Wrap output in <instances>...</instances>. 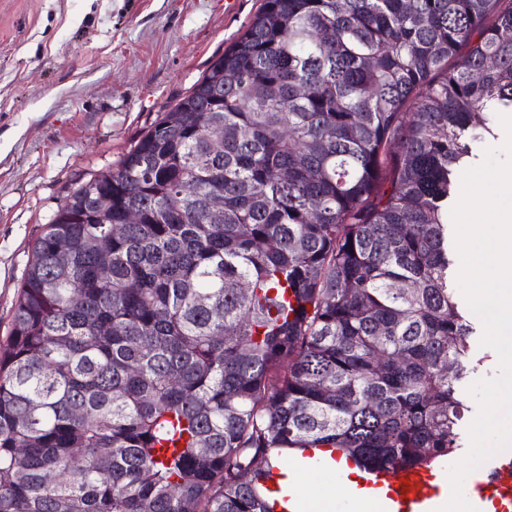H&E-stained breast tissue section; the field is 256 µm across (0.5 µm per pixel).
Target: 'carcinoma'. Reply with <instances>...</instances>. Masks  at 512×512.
Instances as JSON below:
<instances>
[{
	"mask_svg": "<svg viewBox=\"0 0 512 512\" xmlns=\"http://www.w3.org/2000/svg\"><path fill=\"white\" fill-rule=\"evenodd\" d=\"M501 106L512 0H264L36 239L0 348V512H272L289 454L455 453L483 359L448 203ZM101 197L109 221H79Z\"/></svg>",
	"mask_w": 512,
	"mask_h": 512,
	"instance_id": "1",
	"label": "carcinoma"
}]
</instances>
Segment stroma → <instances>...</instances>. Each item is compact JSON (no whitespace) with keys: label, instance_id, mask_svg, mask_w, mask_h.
Listing matches in <instances>:
<instances>
[{"label":"stroma","instance_id":"obj_1","mask_svg":"<svg viewBox=\"0 0 512 512\" xmlns=\"http://www.w3.org/2000/svg\"><path fill=\"white\" fill-rule=\"evenodd\" d=\"M263 0H0V341L78 181L187 95Z\"/></svg>","mask_w":512,"mask_h":512}]
</instances>
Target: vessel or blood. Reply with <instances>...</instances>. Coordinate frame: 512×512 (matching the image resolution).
<instances>
[{
  "label": "vessel or blood",
  "mask_w": 512,
  "mask_h": 512,
  "mask_svg": "<svg viewBox=\"0 0 512 512\" xmlns=\"http://www.w3.org/2000/svg\"><path fill=\"white\" fill-rule=\"evenodd\" d=\"M289 471H333L344 479L345 467L336 456L306 453L290 463ZM475 482L465 484V495L471 496L479 512H512V461H492L483 465ZM365 487L380 496V512H437L443 498L449 497V484L432 485L426 467H390L363 470Z\"/></svg>",
  "instance_id": "1"
}]
</instances>
